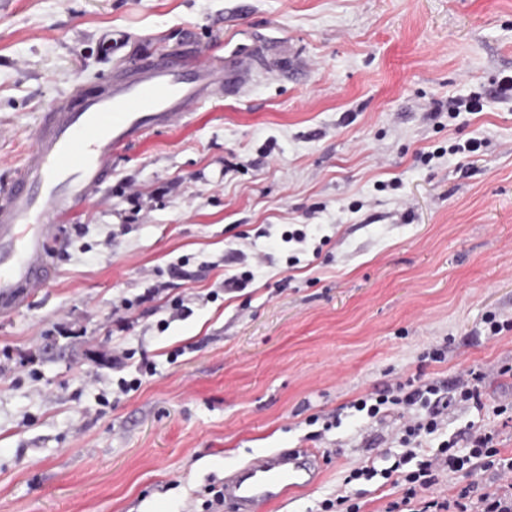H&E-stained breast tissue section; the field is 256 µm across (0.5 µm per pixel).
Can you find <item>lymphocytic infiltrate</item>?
<instances>
[{
  "mask_svg": "<svg viewBox=\"0 0 512 512\" xmlns=\"http://www.w3.org/2000/svg\"><path fill=\"white\" fill-rule=\"evenodd\" d=\"M452 393L462 401L479 397L470 378L462 377L450 392L431 381L421 382L410 390L400 383L378 394L365 395L352 401L351 406L355 412L370 419L381 417L392 406L406 412L407 418L398 429L402 451L397 454L392 466L383 470L368 466L354 469L347 475V482L361 479L369 481L379 476L386 480L396 479L397 483L404 485L401 500L389 503L385 512H468V490H461L460 499L455 503L445 498L423 502L419 495L436 485L440 472L444 470L461 471L481 466L495 467L508 474L512 472V459L501 458L492 436L478 430L468 431V452L464 455L455 454L456 442L448 438L441 440L438 446H424L426 437L442 429L448 396Z\"/></svg>",
  "mask_w": 512,
  "mask_h": 512,
  "instance_id": "lymphocytic-infiltrate-1",
  "label": "lymphocytic infiltrate"
}]
</instances>
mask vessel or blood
<instances>
[{
  "instance_id": "1",
  "label": "vessel or blood",
  "mask_w": 512,
  "mask_h": 512,
  "mask_svg": "<svg viewBox=\"0 0 512 512\" xmlns=\"http://www.w3.org/2000/svg\"><path fill=\"white\" fill-rule=\"evenodd\" d=\"M251 57L216 64L192 52L151 55L117 68L101 91L78 94L42 112L34 143L12 181L0 189V315L15 313L56 274L51 246L64 218L112 176V160L145 133L166 129L202 103L246 84ZM318 453L269 451L227 471L231 512H257L315 484Z\"/></svg>"
}]
</instances>
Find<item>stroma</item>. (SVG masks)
<instances>
[{
  "label": "stroma",
  "instance_id": "35a3bbf8",
  "mask_svg": "<svg viewBox=\"0 0 512 512\" xmlns=\"http://www.w3.org/2000/svg\"><path fill=\"white\" fill-rule=\"evenodd\" d=\"M187 45L255 52L253 79L118 155L48 288L0 316V512H204L225 468L274 448L324 465L263 512H384L402 487L343 480L387 467L399 411L347 405L471 371L481 402L449 407L447 435L512 459V0H0V187L43 108ZM472 95L482 112L432 110ZM466 487L511 486L490 468L431 493Z\"/></svg>",
  "mask_w": 512,
  "mask_h": 512
}]
</instances>
